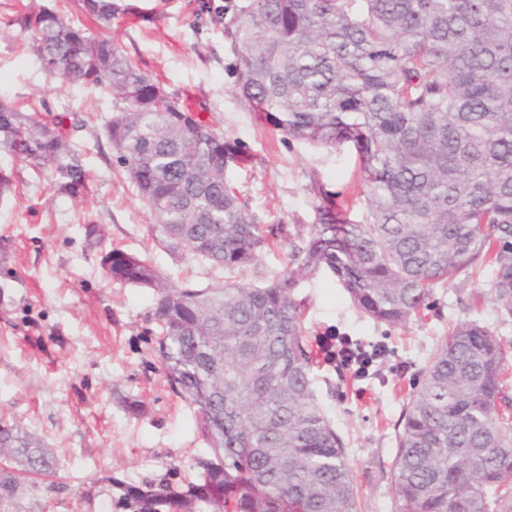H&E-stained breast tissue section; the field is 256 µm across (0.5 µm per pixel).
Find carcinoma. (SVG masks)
<instances>
[{
	"mask_svg": "<svg viewBox=\"0 0 512 512\" xmlns=\"http://www.w3.org/2000/svg\"><path fill=\"white\" fill-rule=\"evenodd\" d=\"M103 28L130 8L81 0ZM44 69L112 96L106 133L168 250L225 269L258 264L270 237L225 179L236 142L169 96L112 37L42 8L18 18ZM235 92L283 136L352 145L366 210L322 202L296 267L261 284L190 288L113 247L110 279L148 288L154 351L196 408L208 454L197 481L122 487L129 512H360L342 441L320 404L305 345L301 281L334 274L369 318L404 326L433 288L493 273L512 319V0H250L226 26ZM0 147L80 197L79 156L34 116L0 102ZM504 338L455 323L414 385L396 435V512H512V385ZM0 501L20 474L53 475L37 438L0 418Z\"/></svg>",
	"mask_w": 512,
	"mask_h": 512,
	"instance_id": "1",
	"label": "carcinoma"
}]
</instances>
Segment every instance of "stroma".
Masks as SVG:
<instances>
[{
  "label": "stroma",
  "instance_id": "35a3bbf8",
  "mask_svg": "<svg viewBox=\"0 0 512 512\" xmlns=\"http://www.w3.org/2000/svg\"><path fill=\"white\" fill-rule=\"evenodd\" d=\"M126 2L142 19L117 17L111 37L168 94L189 99L197 117L243 145L249 160L230 167L226 179L260 224L274 229L277 245L240 276L168 252L112 156L104 130L111 96L46 72L17 18L44 6L94 34L95 21L79 0H0V101L61 122L89 175L87 196L75 199L0 149V171L11 180L0 195V417L41 439L57 460L55 476L29 478L0 512H123L110 479L137 484L166 473L182 485L197 478L194 460L206 442L194 408L170 389L152 351L154 296L107 278L104 251L117 246L146 257L193 288L239 277L258 283L278 277L292 245L307 237L319 203L314 184L340 194L351 219L363 211L353 146L282 137L237 98L225 27L249 0H217L221 17L202 11L201 0ZM490 280L483 268L468 284L435 287L432 308L395 328L360 313L328 273L302 284L314 388L344 442L362 512H395L394 426L452 325L477 319L512 341V322H502L490 300ZM339 333L386 345L377 374L359 381L325 361L318 340Z\"/></svg>",
  "mask_w": 512,
  "mask_h": 512
}]
</instances>
